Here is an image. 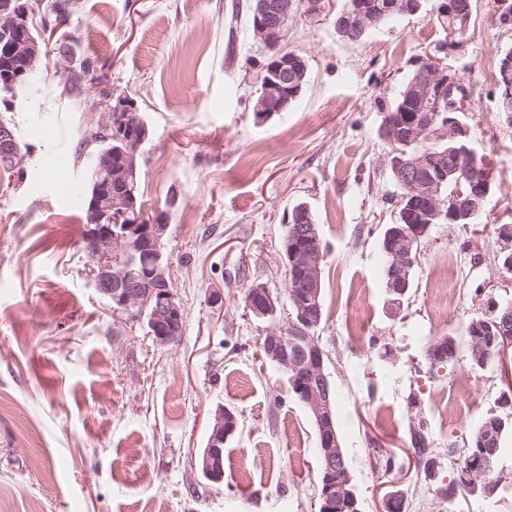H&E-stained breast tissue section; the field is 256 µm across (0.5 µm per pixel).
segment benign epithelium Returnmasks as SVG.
I'll list each match as a JSON object with an SVG mask.
<instances>
[{"mask_svg":"<svg viewBox=\"0 0 512 512\" xmlns=\"http://www.w3.org/2000/svg\"><path fill=\"white\" fill-rule=\"evenodd\" d=\"M31 5L24 0H0V26L9 35L3 47L7 58H22L25 66L0 74V85L14 88L36 65L41 54V43L29 28ZM472 13L471 0H456L454 16L461 20L462 28L450 29L439 39L434 53L423 58L417 68L412 87L426 88L431 95L430 103L435 114L427 113L415 117L411 123L400 125L385 121L383 139L390 147L388 164L400 182L417 185L423 171H442L441 162L453 156L459 159L470 152V130L453 112H441V105L458 87L459 73L444 66V59L462 53L466 46L463 32ZM256 37L265 50L273 53L272 73L264 87L263 104L257 107L259 118H264L265 104L273 102L283 111L291 99L299 94L295 79L288 71L290 64L303 63L301 57H288L280 50L285 40L287 19L290 16L288 0H256ZM381 17L367 12L364 0H355L351 7L336 17V31L345 40L358 42L370 29L379 28ZM60 57L71 67V73L79 82L90 79L91 73L81 69L79 61L73 59L74 48L68 36L58 40ZM99 126L112 138L118 128L129 131L137 146L148 139V129L137 112L134 102L124 95H112L99 106ZM451 141L452 152H440L436 146ZM414 145L407 152L400 146ZM138 151H127L121 168L112 165L113 153L102 152L96 165V192L86 212L90 221L86 224L84 248L92 262L93 285L97 293L113 304V310L130 317H146L149 335L156 343L169 345L178 342L183 334L184 317L167 275L168 260L163 252V240L169 225L159 219H150L144 211L137 209L134 198L129 200L112 197V179H129L128 168ZM0 157L14 163L24 161L22 149L15 141L12 131L0 126ZM469 185L467 192L450 200L448 212H443L439 198V187L447 176H442L424 193L428 223H408V210L397 215L399 227L386 234L381 250L390 257L389 288L399 299L390 301L391 312L396 314L403 308L408 278L417 263L421 240L427 235L433 221L448 216V220H469L484 209L491 191V177L478 167L464 173ZM300 248L283 242L284 260L288 274H298L303 280V292L289 296L293 313L289 332L271 329L263 344L266 361L280 367L296 386L303 403L312 414L320 433V463L322 485L320 490L321 512H341L337 505L354 499L348 489L350 483L346 456L336 432V393L331 388L325 373L324 352L307 325L314 318V306L318 305L321 291L322 264L325 259L319 227L311 214L302 217ZM135 253L140 259V271L130 274L120 265L121 256ZM280 300L262 282H254L246 298V306L260 319L274 318L280 312ZM495 354H503L505 347L512 348V315L503 314L495 323ZM235 427L224 425V414L220 413L212 427L208 446L198 456L199 467L213 481L224 479V439ZM496 470L494 454L485 451L476 454L470 474L482 478Z\"/></svg>","mask_w":512,"mask_h":512,"instance_id":"7a95c632","label":"benign epithelium"}]
</instances>
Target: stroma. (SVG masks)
<instances>
[{
	"mask_svg": "<svg viewBox=\"0 0 512 512\" xmlns=\"http://www.w3.org/2000/svg\"><path fill=\"white\" fill-rule=\"evenodd\" d=\"M234 0H78L67 32L95 57L114 93L133 98L149 129L138 194L169 229L168 278L181 305L179 342L157 344L144 321L113 313L93 288L81 244L100 115L63 94L47 51L39 79L6 94L0 119L25 153L23 176L0 172V507L5 512H318L312 419L284 371L265 362L269 322L245 306L256 281L286 296L283 220L307 204L326 245L324 317L314 336L336 389V424L361 512H512V440L494 498L447 497L461 442L512 400V350L472 367L465 328L487 297L512 298L495 228L512 224V121L498 112L497 62L512 48L489 0H473L465 50L449 68L472 85L471 146L493 191L475 224H435L421 242L411 296L391 314L380 239L396 188L380 137L384 108L439 39L431 0L360 42L336 32L343 0L294 14L282 44L309 78L285 112L257 121L265 56ZM453 258L454 303L441 312L434 269ZM453 338L451 370L426 351ZM469 395L456 391L462 375ZM454 403L442 415L438 400ZM224 479L193 463L220 410ZM423 427L441 474L426 478L411 442ZM385 448L397 464L372 468Z\"/></svg>",
	"mask_w": 512,
	"mask_h": 512,
	"instance_id": "obj_1",
	"label": "stroma"
}]
</instances>
